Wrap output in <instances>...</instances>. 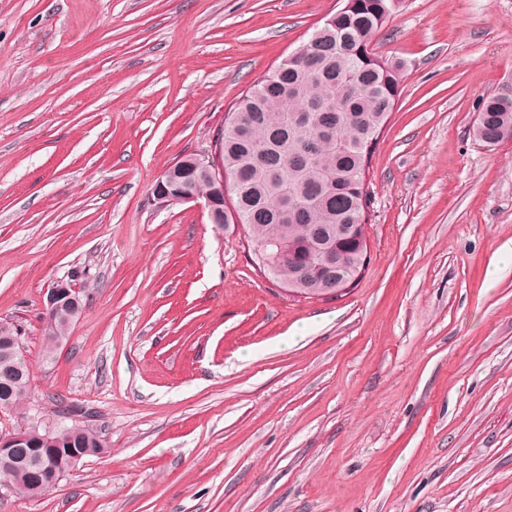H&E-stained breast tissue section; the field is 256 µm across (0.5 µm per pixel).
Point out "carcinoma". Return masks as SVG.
I'll return each mask as SVG.
<instances>
[{"label": "carcinoma", "mask_w": 512, "mask_h": 512, "mask_svg": "<svg viewBox=\"0 0 512 512\" xmlns=\"http://www.w3.org/2000/svg\"><path fill=\"white\" fill-rule=\"evenodd\" d=\"M400 0H356L340 8L309 35L307 54H289L235 102L219 135L220 158L228 176L233 207L224 223L245 230L258 269L296 294L328 295L356 281L368 262L365 224L372 207L367 180L379 132L401 94L402 66L382 59L372 39L393 17ZM474 137L495 147L512 138V84L479 106ZM186 183L209 190L208 176L184 168L172 188ZM70 326L46 312L45 361L67 340ZM30 372L21 346L0 359V411L22 407L29 396ZM31 455L51 446L63 460L103 443L96 427L61 423L54 444L43 432L28 431ZM36 467L5 473L12 493L34 499L52 489Z\"/></svg>", "instance_id": "obj_1"}]
</instances>
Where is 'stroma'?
<instances>
[{
    "instance_id": "stroma-1",
    "label": "stroma",
    "mask_w": 512,
    "mask_h": 512,
    "mask_svg": "<svg viewBox=\"0 0 512 512\" xmlns=\"http://www.w3.org/2000/svg\"><path fill=\"white\" fill-rule=\"evenodd\" d=\"M338 0H0V322L31 400L93 412L107 452L0 512H512V0H402L403 66L369 179V263L322 301L256 272L239 227L157 208L238 97ZM80 318L43 358L46 292ZM473 133L478 141L489 147L512 138V84L503 86L481 103Z\"/></svg>"
}]
</instances>
